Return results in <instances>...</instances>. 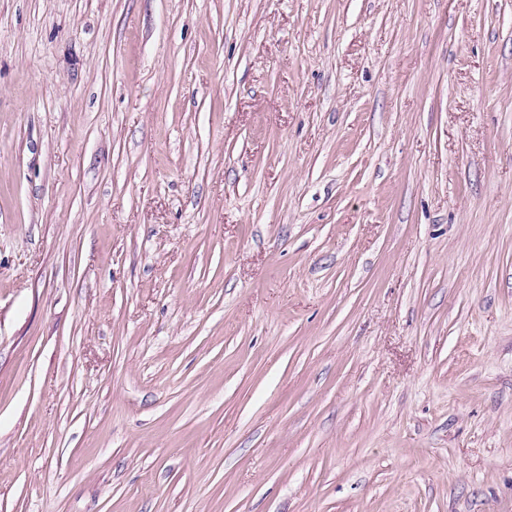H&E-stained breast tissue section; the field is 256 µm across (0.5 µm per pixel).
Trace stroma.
Masks as SVG:
<instances>
[{"label": "stroma", "instance_id": "35a3bbf8", "mask_svg": "<svg viewBox=\"0 0 512 512\" xmlns=\"http://www.w3.org/2000/svg\"><path fill=\"white\" fill-rule=\"evenodd\" d=\"M0 512H512V0H0Z\"/></svg>", "mask_w": 512, "mask_h": 512}]
</instances>
